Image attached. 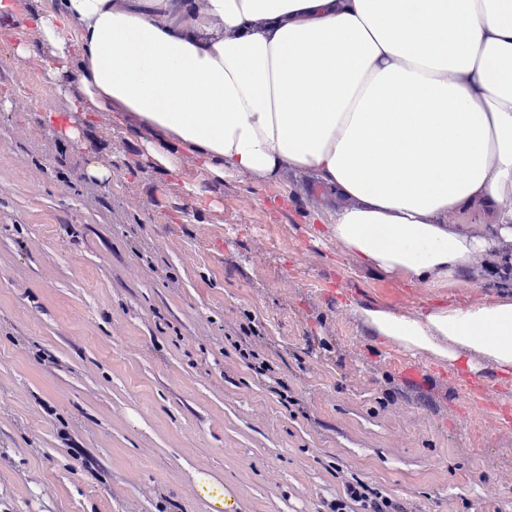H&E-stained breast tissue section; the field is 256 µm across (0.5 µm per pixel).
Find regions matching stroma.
Listing matches in <instances>:
<instances>
[{"label": "stroma", "mask_w": 512, "mask_h": 512, "mask_svg": "<svg viewBox=\"0 0 512 512\" xmlns=\"http://www.w3.org/2000/svg\"><path fill=\"white\" fill-rule=\"evenodd\" d=\"M24 25L0 21V512H211L198 470L223 512H331L348 482L408 512H512V425L358 313L492 304L497 277L380 272L317 240L315 180L169 172L123 112L84 113L112 171L87 177L46 120L68 100L15 70ZM195 485L208 501L218 509H224V486L207 472H197L194 475Z\"/></svg>", "instance_id": "obj_1"}]
</instances>
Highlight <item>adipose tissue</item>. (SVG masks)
Instances as JSON below:
<instances>
[{
    "mask_svg": "<svg viewBox=\"0 0 512 512\" xmlns=\"http://www.w3.org/2000/svg\"><path fill=\"white\" fill-rule=\"evenodd\" d=\"M34 2L0 0L27 23L14 56L45 53L72 111L130 114L167 169L309 176L340 201L314 212L324 236L418 286L512 265V0ZM359 314L406 348L512 373V297Z\"/></svg>",
    "mask_w": 512,
    "mask_h": 512,
    "instance_id": "1",
    "label": "adipose tissue"
}]
</instances>
